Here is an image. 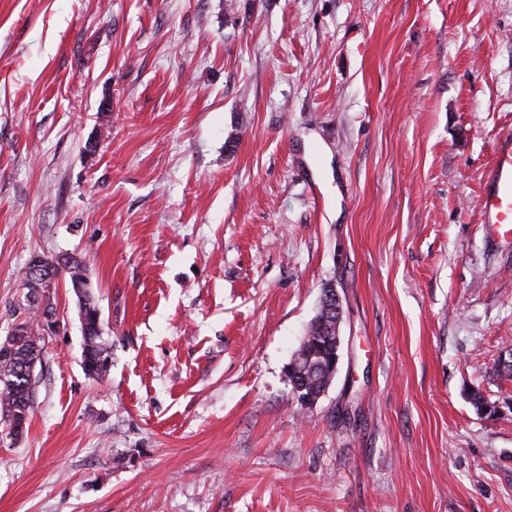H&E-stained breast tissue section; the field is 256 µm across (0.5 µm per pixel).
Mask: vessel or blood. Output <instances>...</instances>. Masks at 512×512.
<instances>
[{
    "label": "vessel or blood",
    "instance_id": "obj_1",
    "mask_svg": "<svg viewBox=\"0 0 512 512\" xmlns=\"http://www.w3.org/2000/svg\"><path fill=\"white\" fill-rule=\"evenodd\" d=\"M483 223L492 226L498 238L512 242V132L496 140L493 163L479 198Z\"/></svg>",
    "mask_w": 512,
    "mask_h": 512
}]
</instances>
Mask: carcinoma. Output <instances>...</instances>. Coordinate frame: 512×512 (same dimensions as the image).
I'll use <instances>...</instances> for the list:
<instances>
[{"instance_id": "cac0c4a2", "label": "carcinoma", "mask_w": 512, "mask_h": 512, "mask_svg": "<svg viewBox=\"0 0 512 512\" xmlns=\"http://www.w3.org/2000/svg\"><path fill=\"white\" fill-rule=\"evenodd\" d=\"M86 280L87 261L68 257V267L60 261L46 258L42 269L28 272L26 303L13 313L8 334L0 339V422L19 437L29 420L36 386L34 369L42 365L46 344V328L42 307L54 308V292L44 287L45 281L58 283ZM79 313L83 324V366L88 376L100 379L108 375L112 363V345L103 338L102 312L95 296L88 290L78 295ZM307 350L311 361L319 364L330 354L329 341L336 336V324L314 316L307 331Z\"/></svg>"}]
</instances>
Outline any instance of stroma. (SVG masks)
Returning <instances> with one entry per match:
<instances>
[{"instance_id": "stroma-1", "label": "stroma", "mask_w": 512, "mask_h": 512, "mask_svg": "<svg viewBox=\"0 0 512 512\" xmlns=\"http://www.w3.org/2000/svg\"><path fill=\"white\" fill-rule=\"evenodd\" d=\"M509 130L512 0H0V337L77 252L112 345L59 285L0 512H512ZM483 224L492 226L498 238L512 242V132L496 140L494 158L479 197ZM88 290L86 288L81 294H76L83 320V366L88 376L100 379L111 369L112 345L102 336V312L95 296ZM318 306L315 316L310 322L307 336H309L307 350L311 355L313 364H319L326 361V357L330 354L331 345L328 341L333 340L336 336V324L332 320L324 319L317 315ZM318 341V345H315Z\"/></svg>"}]
</instances>
